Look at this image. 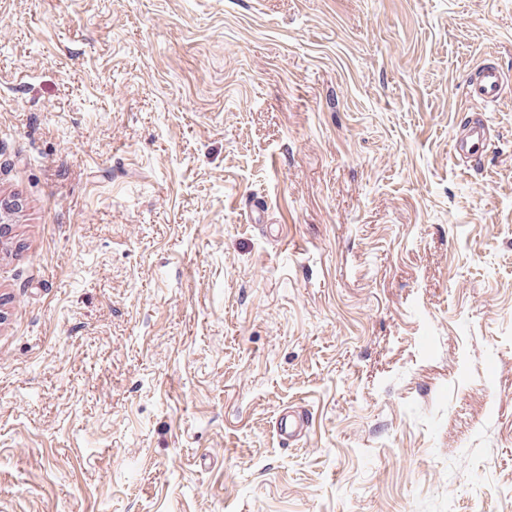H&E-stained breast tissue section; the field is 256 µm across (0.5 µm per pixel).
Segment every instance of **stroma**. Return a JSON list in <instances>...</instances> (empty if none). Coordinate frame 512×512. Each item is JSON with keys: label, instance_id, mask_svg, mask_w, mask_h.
I'll return each instance as SVG.
<instances>
[{"label": "stroma", "instance_id": "stroma-1", "mask_svg": "<svg viewBox=\"0 0 512 512\" xmlns=\"http://www.w3.org/2000/svg\"><path fill=\"white\" fill-rule=\"evenodd\" d=\"M488 54L512 0H0V512H512ZM510 86L509 76L504 74L491 60L485 57L476 67L474 77L466 85L465 95L477 101L488 112L507 94ZM489 139L490 125L486 113H483L481 118L471 122L462 134H452L450 155L455 159L481 157ZM306 426V417L301 412L288 410L280 414L276 423V432L282 440L294 441L302 435Z\"/></svg>", "mask_w": 512, "mask_h": 512}]
</instances>
